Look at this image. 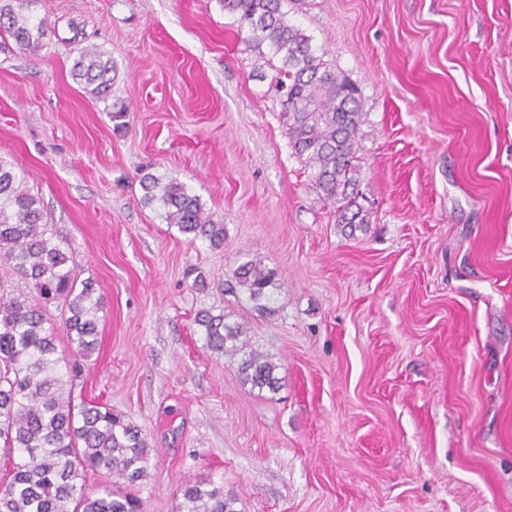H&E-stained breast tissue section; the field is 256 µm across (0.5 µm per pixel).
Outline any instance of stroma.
I'll list each match as a JSON object with an SVG mask.
<instances>
[{"label": "stroma", "mask_w": 512, "mask_h": 512, "mask_svg": "<svg viewBox=\"0 0 512 512\" xmlns=\"http://www.w3.org/2000/svg\"><path fill=\"white\" fill-rule=\"evenodd\" d=\"M282 9L359 89L368 224L337 223L280 59L221 0H31L55 36L0 38V160L104 295L76 387L147 437L145 512L199 478L235 512H512V0ZM87 51L115 64L104 97L72 76ZM146 173L222 217L223 247L144 204ZM250 259L278 272L273 313L224 290ZM201 310L277 364V393L206 348Z\"/></svg>", "instance_id": "obj_1"}]
</instances>
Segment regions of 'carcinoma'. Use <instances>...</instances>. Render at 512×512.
I'll use <instances>...</instances> for the list:
<instances>
[{
  "label": "carcinoma",
  "instance_id": "1",
  "mask_svg": "<svg viewBox=\"0 0 512 512\" xmlns=\"http://www.w3.org/2000/svg\"><path fill=\"white\" fill-rule=\"evenodd\" d=\"M237 15L256 49L266 45L281 58L279 86L285 88L282 114L295 152L313 169L316 189L336 205V223L366 224L359 202V98L357 87L314 53L310 37L288 24L282 0H222ZM27 0L0 3V34L29 51L56 34L44 19L22 14ZM112 60L97 52L83 54L73 76L90 93L102 96L112 86ZM143 201L159 204L165 220L214 248L224 245V222L205 212L200 199L174 178L147 173L140 179ZM0 262L11 266L23 287L0 294V444L9 467L0 476V512H141L128 493L102 485L86 492L89 474L117 475L131 487L147 477L152 448L132 421L99 398L74 397L61 369L72 376L99 347L98 313L103 296L91 279L78 280L73 257L44 223L40 199L24 180L0 160ZM276 272L246 261L234 272L238 287L269 312L266 301ZM62 310L55 326L46 312ZM195 323L204 329L205 346L214 353L241 351L242 328L224 323V315L200 311ZM65 343H60L58 330ZM277 365L250 352L238 371L259 391H277ZM224 486L206 479L189 481L177 512H235Z\"/></svg>",
  "mask_w": 512,
  "mask_h": 512
}]
</instances>
